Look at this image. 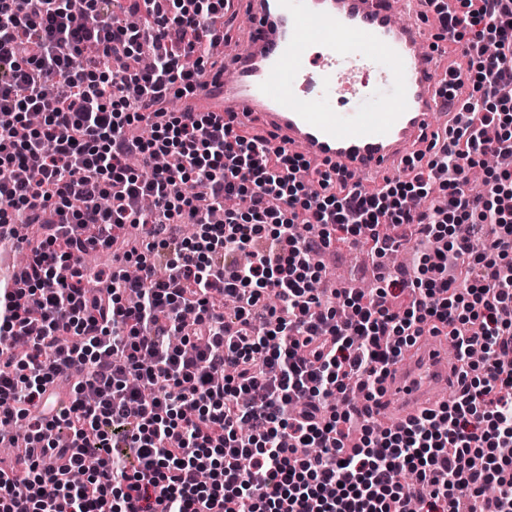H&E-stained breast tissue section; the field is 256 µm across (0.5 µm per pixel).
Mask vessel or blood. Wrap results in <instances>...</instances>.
Wrapping results in <instances>:
<instances>
[{"instance_id":"vessel-or-blood-1","label":"vessel or blood","mask_w":512,"mask_h":512,"mask_svg":"<svg viewBox=\"0 0 512 512\" xmlns=\"http://www.w3.org/2000/svg\"><path fill=\"white\" fill-rule=\"evenodd\" d=\"M249 47L224 51L185 112H211L236 128L261 119L277 145L341 173L404 174L426 149L450 101L439 68L452 46H434L426 0H249ZM453 364L440 339L413 347L384 383L391 424L441 405Z\"/></svg>"}]
</instances>
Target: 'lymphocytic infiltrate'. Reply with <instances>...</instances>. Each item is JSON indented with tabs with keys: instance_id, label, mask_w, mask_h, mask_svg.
Wrapping results in <instances>:
<instances>
[{
	"instance_id": "f902f5d3",
	"label": "lymphocytic infiltrate",
	"mask_w": 512,
	"mask_h": 512,
	"mask_svg": "<svg viewBox=\"0 0 512 512\" xmlns=\"http://www.w3.org/2000/svg\"><path fill=\"white\" fill-rule=\"evenodd\" d=\"M430 3L471 50L466 113L369 190L170 109L224 0H130L112 24L100 0L80 24L70 0H0V234L38 227L26 296L0 287V442L17 416L28 448L0 512H512V166L468 187L512 155V0ZM407 237L414 273L321 301L332 241L382 259ZM100 249L120 268L85 267ZM427 332L454 341L458 395L352 442Z\"/></svg>"
}]
</instances>
